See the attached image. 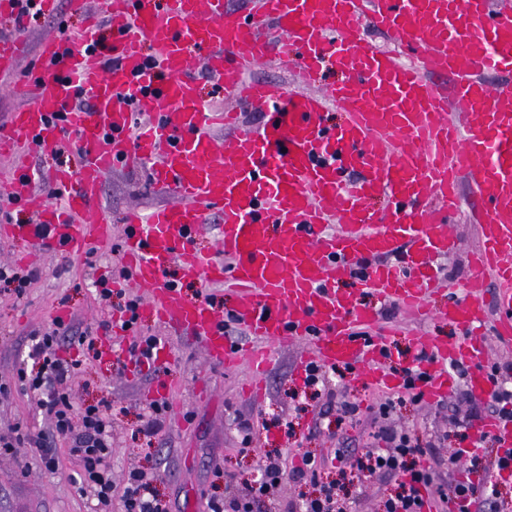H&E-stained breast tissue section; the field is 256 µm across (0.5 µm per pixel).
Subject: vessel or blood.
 <instances>
[{"label": "vessel or blood", "instance_id": "1", "mask_svg": "<svg viewBox=\"0 0 512 512\" xmlns=\"http://www.w3.org/2000/svg\"><path fill=\"white\" fill-rule=\"evenodd\" d=\"M252 2L244 14L224 0H106L103 14L88 20L92 27L103 18L110 23L105 50L73 49L62 35L43 38L36 57L47 73L29 81V103L0 126V151L26 141L51 152L68 132L84 164L77 175L53 172L59 204L39 207L34 223L0 226V237L73 254L89 241L107 242L112 226L95 216L105 176L120 165L149 164L153 189L170 201L146 218L134 209L125 214V261L133 285L149 292L140 321L186 333L211 363L248 362L256 393L271 363L267 344L294 341L309 345L321 364L360 365L373 383L395 388L398 380L383 366L386 335L364 333L376 312L339 291L336 278L363 268V287L422 313L432 264L455 250L450 224L465 183L477 204L480 245L468 257L463 300L440 318L469 336L450 346L421 336L409 342L425 354V400L447 397L451 364L468 367L472 397H487L494 383L485 326L512 347V85L485 77L512 74V8L493 0ZM371 28L408 50L409 62L373 47ZM193 44L207 49L210 80L238 102L270 107L260 130L239 129L237 111L216 112L201 101L190 72ZM23 49L22 39L0 37L1 76L16 70ZM328 60L345 80L309 92ZM265 64L292 66L295 90L244 80ZM446 79L452 88L443 87ZM79 91L91 109H74ZM452 101L462 122L449 116ZM331 103L346 112L345 124H328ZM136 114L148 123L132 142ZM218 124L227 129L219 140L211 133ZM7 192L31 201L29 175L17 172ZM379 196L392 203L387 213L368 207ZM211 214L219 218L220 261L191 248ZM332 218L335 231H325ZM174 262L208 285L235 282L241 293L232 317L262 348L237 347L209 301H187L179 285L166 283ZM476 431L512 450L511 423L490 419Z\"/></svg>", "mask_w": 512, "mask_h": 512}]
</instances>
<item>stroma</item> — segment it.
<instances>
[{"mask_svg": "<svg viewBox=\"0 0 512 512\" xmlns=\"http://www.w3.org/2000/svg\"><path fill=\"white\" fill-rule=\"evenodd\" d=\"M81 23V16L63 8L56 16H44L27 25L23 32L27 49L21 68L16 75L0 79V123L25 103L26 81L41 71L35 60L37 43L45 36L79 28ZM58 165L55 154L32 147L22 148L14 158L0 157V179L22 170L34 186L33 202L17 206L9 205L6 194L0 192V208H9L24 223L34 218L37 205L54 200L46 175ZM166 201V196L151 188L148 166H120L106 176L96 209L97 215L114 228L111 244L91 243L78 255H39L32 252L30 243L0 240V263L22 257L40 273L24 299L0 295V383L13 382L17 368L26 361L30 332L51 324L54 318L94 327L96 343L111 339V358L86 360L76 386L77 399L92 402L105 397L112 402L113 484L122 485L129 469L135 466L160 471L158 489L172 501L173 512H207L210 496L224 490L225 472L243 480L253 478L262 457L272 449L285 452L301 448L320 455L336 447L341 437L347 438L349 448H363L361 425L340 432L335 413L320 416L311 411L296 412L293 396L302 385V348L272 345L263 395L256 398L242 389L246 367L209 363L199 344L186 334L149 325V332L163 336L167 348L165 356L150 369L130 356L131 333L118 328L109 333L97 330V322L106 318L107 311L95 298V283L124 263L123 256L112 254L111 245L124 239L122 219L126 211L136 208L146 216ZM452 228L457 251L433 265L436 292L428 301L427 317L415 318L403 309H390L388 302L376 294H365L361 284L353 283L350 276L336 283L341 290L359 294L364 306L380 311V327L392 333L391 372L401 371L412 361L414 351L407 343L410 336L454 344L465 338L462 329L440 321L437 313L461 295L462 284L470 275L467 254L478 242V226L465 208L454 218ZM161 385L171 392L169 409L151 448L144 450L133 445L130 436L143 423ZM455 404L452 394L440 402L409 403L395 421L415 429L424 441L441 434L433 453L444 458L450 449L461 445L448 425ZM240 416L250 418L256 431L254 449L247 453L239 450L236 419ZM282 419L293 421V434L279 427ZM4 423H18L32 430L48 426L29 398L16 389L0 397V425ZM55 457L58 467L52 472L46 470L36 448L23 449L16 461L0 458V512H92L93 497L77 490L78 466L67 440H56Z\"/></svg>", "mask_w": 512, "mask_h": 512, "instance_id": "1", "label": "stroma"}]
</instances>
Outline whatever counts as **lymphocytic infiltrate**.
Here are the masks:
<instances>
[{"label": "lymphocytic infiltrate", "instance_id": "1", "mask_svg": "<svg viewBox=\"0 0 512 512\" xmlns=\"http://www.w3.org/2000/svg\"><path fill=\"white\" fill-rule=\"evenodd\" d=\"M65 335L80 345L90 339L89 331L76 332L63 320H53L48 328L30 333L31 362L18 369L15 385L0 384L1 395L19 389L51 423L46 432H25L17 425L0 429V456H17L20 448L26 446L37 448L43 453L47 469L52 471L57 467L53 443L61 437L68 440L70 454L80 468V491L95 497L98 512H169L168 502L157 490L156 474L134 468L129 470L123 487L113 485L112 403L107 399L94 404L77 402L74 385L83 362L59 355L60 339ZM304 372V385L311 388V398L321 412L334 410L338 422L369 427L370 440L364 453L357 456L350 449L338 448L333 458L328 459L304 452L296 467L289 466L282 453H266L259 478L241 481L234 474H225V491L212 496L209 512H254L258 503L287 482L312 485L317 494L300 500L285 499L281 512H354L357 500L347 490L348 481L361 485L373 477L396 483L394 493L380 498L378 512H424L428 504L434 506L435 512H472L476 506L484 512H501L497 483H476L467 478L452 483L437 481L438 462L432 457L431 447L420 443L412 431L394 424V415L406 402L418 403L423 399L417 387L425 381L426 374L420 368H404V394L379 397L366 407L338 398L325 367L311 363ZM459 399L469 404L470 409L449 415L448 423L454 428L470 429L485 409L502 421L512 422L511 388L495 386L483 409L471 405L468 393H460ZM331 460L348 469L349 480H324L325 467Z\"/></svg>", "mask_w": 512, "mask_h": 512}]
</instances>
